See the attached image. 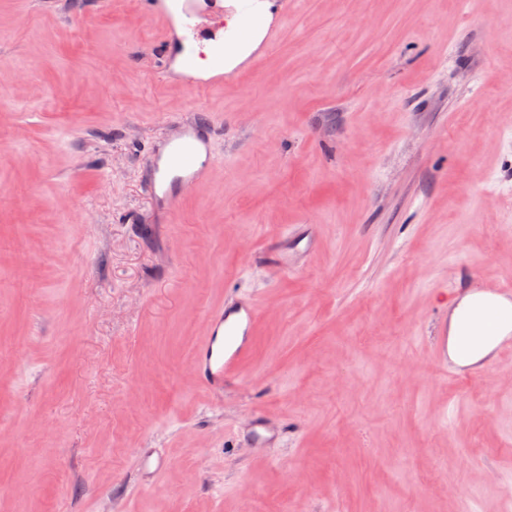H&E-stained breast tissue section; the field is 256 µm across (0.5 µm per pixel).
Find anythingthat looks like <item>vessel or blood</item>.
Listing matches in <instances>:
<instances>
[{
  "label": "vessel or blood",
  "mask_w": 512,
  "mask_h": 512,
  "mask_svg": "<svg viewBox=\"0 0 512 512\" xmlns=\"http://www.w3.org/2000/svg\"><path fill=\"white\" fill-rule=\"evenodd\" d=\"M208 146L203 125L184 122L178 135L168 139L166 153L151 156V191L164 212H172L184 190L211 174L215 156L208 153ZM258 314L259 302L252 298L232 302L212 313L211 333L193 359L201 387L220 392L239 377L242 362L251 354Z\"/></svg>",
  "instance_id": "obj_1"
}]
</instances>
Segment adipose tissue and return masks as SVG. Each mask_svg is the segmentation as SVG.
I'll list each match as a JSON object with an SVG mask.
<instances>
[{
  "instance_id": "1",
  "label": "adipose tissue",
  "mask_w": 512,
  "mask_h": 512,
  "mask_svg": "<svg viewBox=\"0 0 512 512\" xmlns=\"http://www.w3.org/2000/svg\"><path fill=\"white\" fill-rule=\"evenodd\" d=\"M276 0H224V43L196 48V72L209 74L215 53H223L225 70L246 61L264 40L274 20ZM512 337V300L480 291L457 296L448 306V355L462 366L485 361Z\"/></svg>"
}]
</instances>
